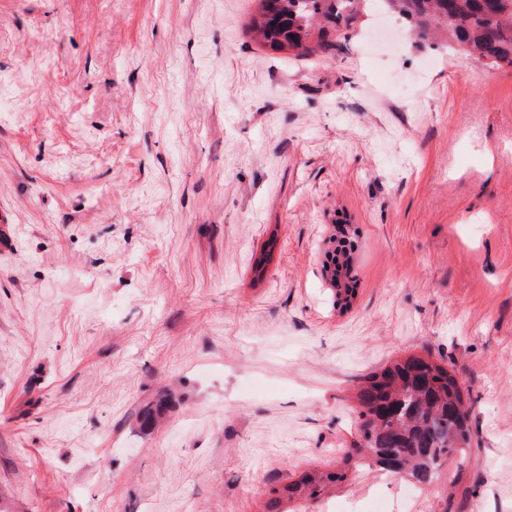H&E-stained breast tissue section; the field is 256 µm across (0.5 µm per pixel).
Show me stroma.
<instances>
[{"label": "stroma", "instance_id": "stroma-1", "mask_svg": "<svg viewBox=\"0 0 512 512\" xmlns=\"http://www.w3.org/2000/svg\"><path fill=\"white\" fill-rule=\"evenodd\" d=\"M256 7L0 0V512H264L337 468L363 376L426 352L471 453L421 490L350 471L311 512H512V69L395 18V47L288 60ZM355 241L344 234L338 240V246L328 253L327 260L324 265V270L329 265L334 267V279L336 288L332 290L335 298V303L340 308L346 309L350 307V303H343L344 301L354 298L356 294L355 280L351 276V261L349 259V250L355 249Z\"/></svg>", "mask_w": 512, "mask_h": 512}]
</instances>
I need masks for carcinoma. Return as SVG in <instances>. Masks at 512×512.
Returning <instances> with one entry per match:
<instances>
[{"label":"carcinoma","mask_w":512,"mask_h":512,"mask_svg":"<svg viewBox=\"0 0 512 512\" xmlns=\"http://www.w3.org/2000/svg\"><path fill=\"white\" fill-rule=\"evenodd\" d=\"M247 29L264 47L307 58L335 53L351 40L355 28L374 4L397 14L421 40H443L448 49L481 66L512 68V0H258ZM277 243L270 237L253 270L262 277ZM355 241L344 235L327 255L334 267L337 306L350 307L355 297L349 250ZM358 441L346 452L342 467L333 471L309 468L268 489L267 512L282 503L308 504L328 493L350 469L370 463L379 470L405 474L431 485L450 457L471 447L472 404L457 374L448 364L426 355H408L358 384ZM168 402L158 401L140 412L142 425L153 427Z\"/></svg>","instance_id":"1"}]
</instances>
